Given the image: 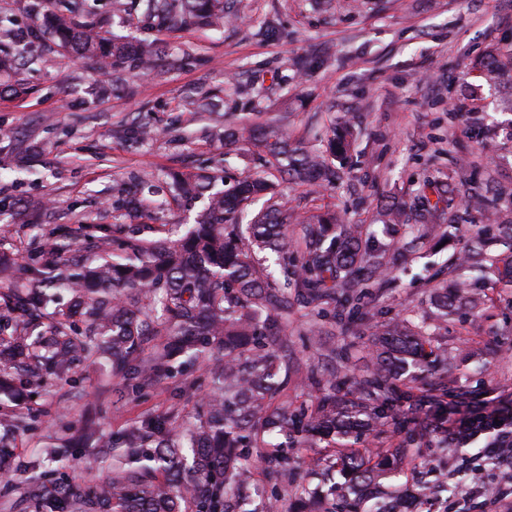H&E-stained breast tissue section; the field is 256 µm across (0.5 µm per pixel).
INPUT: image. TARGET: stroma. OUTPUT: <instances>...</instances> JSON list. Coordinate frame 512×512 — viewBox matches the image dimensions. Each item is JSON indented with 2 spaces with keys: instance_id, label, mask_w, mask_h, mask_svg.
<instances>
[{
  "instance_id": "1",
  "label": "stroma",
  "mask_w": 512,
  "mask_h": 512,
  "mask_svg": "<svg viewBox=\"0 0 512 512\" xmlns=\"http://www.w3.org/2000/svg\"><path fill=\"white\" fill-rule=\"evenodd\" d=\"M39 0H0V16L9 18L10 35H0V51L9 53L18 38L31 40L40 61L18 65L21 94L0 92V252L26 257L37 235L57 225L79 233L82 226L111 228L129 223L113 204L120 188L136 189L141 180L172 170L224 169L228 179L261 172L252 155L224 149L223 140L204 135L203 120L186 106L188 92L202 89L223 106L220 127H239L287 117L288 127L308 145L319 146L330 133V119L350 115L355 143L351 158L339 164L336 185L317 190L292 186L289 205L311 214L329 209L358 224L381 230L379 205L401 196L425 173L448 171L468 160V175L512 183V147L492 116V99L512 97V85L482 89L478 109L449 114V103H461L470 90L461 72L469 59L483 55L504 36H512V0H359L355 9L342 0H233L238 21L221 29L189 32L157 30L138 13L114 15L112 0H91L105 30L136 40L182 43L189 59L164 76L132 71L123 87L111 88V73L90 61L63 54L47 36L35 33ZM277 17L280 39L267 41L257 30ZM329 47L327 63L302 73L294 58L311 48ZM148 123L147 140L117 135L118 126ZM46 206L37 220L19 217L29 196ZM154 217L144 220L148 238L180 236L202 210L203 201L176 203L151 196ZM475 226L464 225L450 237L447 249L426 248L405 272L374 288V324L421 321L430 311L434 277H447V259L460 254ZM477 312L449 320L436 341L456 368L451 394L440 403L423 404L420 416L438 422L412 450L415 471L429 483L443 482L442 493L428 492L435 512H451L458 494L471 483L458 475L462 455L483 447L475 440L461 447L447 444L448 428L460 405L478 411L512 414V292L479 284ZM288 344L280 355L288 375L279 399L289 409L310 405L316 379L335 376L352 386L371 361L369 329L341 332L340 320L318 316L297 302L285 319ZM205 361L182 366L178 373L132 392L127 381L113 379L99 364L79 365L73 380L35 390L29 404L41 411L37 428L12 434L7 443L13 471L0 482V512H34L24 499L28 484L40 476L65 471L75 488L94 487L102 468L111 465L113 439L130 424L168 415L173 425L195 420L209 392ZM92 427L103 442L89 443L65 461L43 449L53 439ZM295 467L272 480L267 465L254 458L248 472V512L276 506L290 512L301 487L324 467L331 448L317 443L289 451Z\"/></svg>"
}]
</instances>
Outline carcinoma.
<instances>
[{"label":"carcinoma","mask_w":512,"mask_h":512,"mask_svg":"<svg viewBox=\"0 0 512 512\" xmlns=\"http://www.w3.org/2000/svg\"><path fill=\"white\" fill-rule=\"evenodd\" d=\"M36 28L63 51L112 70L155 69L167 55L164 42L121 41L88 19L84 0H41ZM117 10H135L159 30L170 32L224 25L235 18L226 0H116ZM37 57L23 41L13 55L0 58V70L13 60ZM325 54L309 53L293 67H322ZM488 85L512 81V40L497 43L470 60L464 75ZM227 145L248 151L278 173L272 179L247 175L229 189L224 177L200 171L171 174L162 191L171 198L206 197L195 223L180 237L147 239L138 230L115 224L112 234L86 235L104 256L71 272L60 259L75 244L67 230L53 228L35 241L19 263L0 254V400L20 404L24 391L66 380L79 362L106 360L112 376H136L144 383L168 375L208 351L221 352L210 374L212 387L195 422L176 430L169 416L128 426L118 437L126 462L115 463L90 495H81L57 479L31 488L37 512H226V503L246 475V462L257 454L272 473L288 471V449L336 435L344 448L330 460L329 471L344 482L323 489L304 488L300 512H339L336 499L360 500L361 484L380 480L393 463L409 457L413 434L388 448L375 463L354 448L369 431L384 425L400 430L391 414L414 401L420 368L445 367L431 337L439 325L478 299L467 294V279H443L433 286L430 322L407 320L381 326L372 334L373 358L354 388L343 391L336 376L318 381L321 396L309 409L288 411L274 405L279 391L275 348L285 344L277 316L288 312L289 295L314 306L322 317L332 311L350 321L369 316L367 288L384 280L435 236L450 235L463 224L481 222L475 240L454 266L475 270L480 280L512 287V219H503L499 203L512 187L494 181L474 183L464 168L424 178L415 194L385 206L383 225L402 230L396 246L378 244L362 224L336 211L302 216L288 207L282 183L322 188L340 173L333 160L353 147L348 118L334 122L323 149H308L282 125L265 122L224 130ZM266 206L241 217L251 200ZM448 223L439 224L441 204ZM303 262L288 271V254ZM148 336L161 342L140 357ZM95 431L64 435L45 447L48 456L61 448H80Z\"/></svg>","instance_id":"cac0c4a2"}]
</instances>
